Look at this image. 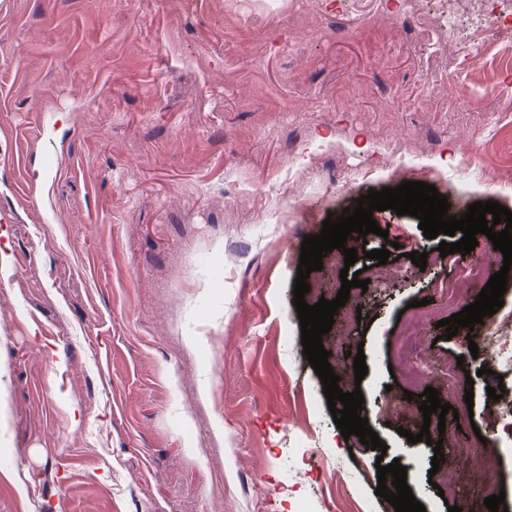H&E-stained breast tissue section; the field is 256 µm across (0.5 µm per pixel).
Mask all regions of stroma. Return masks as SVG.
I'll return each mask as SVG.
<instances>
[{
	"instance_id": "35a3bbf8",
	"label": "stroma",
	"mask_w": 512,
	"mask_h": 512,
	"mask_svg": "<svg viewBox=\"0 0 512 512\" xmlns=\"http://www.w3.org/2000/svg\"><path fill=\"white\" fill-rule=\"evenodd\" d=\"M509 106L512 0H0V512H395L396 459L426 512H489L492 473L512 512L499 381L464 335L416 343L474 392L453 498L385 407L399 312L473 303L433 288L469 256L419 269L439 239L373 214L368 249L399 243L411 275L322 343L382 456L337 429L293 303L304 237L397 158L455 210H512Z\"/></svg>"
}]
</instances>
